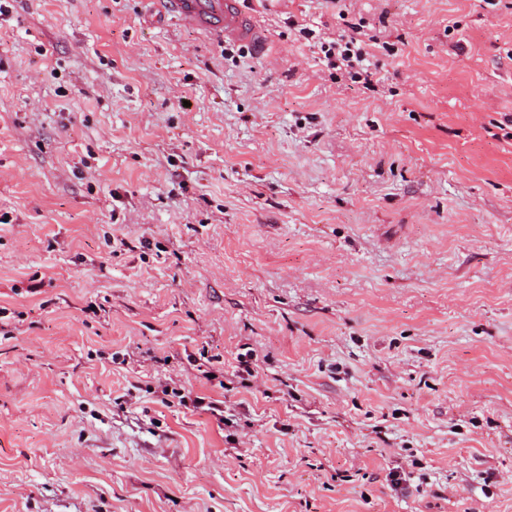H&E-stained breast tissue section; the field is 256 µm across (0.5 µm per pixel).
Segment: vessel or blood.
Instances as JSON below:
<instances>
[{
    "instance_id": "b4317fda",
    "label": "vessel or blood",
    "mask_w": 512,
    "mask_h": 512,
    "mask_svg": "<svg viewBox=\"0 0 512 512\" xmlns=\"http://www.w3.org/2000/svg\"><path fill=\"white\" fill-rule=\"evenodd\" d=\"M183 26L233 43L262 48V30L240 0H161Z\"/></svg>"
}]
</instances>
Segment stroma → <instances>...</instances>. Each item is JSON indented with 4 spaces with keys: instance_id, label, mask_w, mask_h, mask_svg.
Segmentation results:
<instances>
[{
    "instance_id": "stroma-1",
    "label": "stroma",
    "mask_w": 512,
    "mask_h": 512,
    "mask_svg": "<svg viewBox=\"0 0 512 512\" xmlns=\"http://www.w3.org/2000/svg\"><path fill=\"white\" fill-rule=\"evenodd\" d=\"M242 6L0 0V512H512V0ZM179 23L224 41L260 50L262 30L240 6L241 0H157ZM348 27L351 32L339 35L340 38L336 40L323 43L321 45L322 52L325 53V57L328 60L336 57L346 67L353 68L354 64H356L360 71H355L352 79H362L363 84L369 86L371 85L374 73L369 69L367 58L369 56L368 45L360 38L363 26L351 23ZM161 398L162 403L168 404L173 400H176L180 405L188 407L191 405L193 408H202L209 412L211 416L215 417L219 422L226 424L230 419L224 417V402L216 399L200 397L198 395H192L191 391H186L183 387H171L170 384H166L161 387Z\"/></svg>"
}]
</instances>
